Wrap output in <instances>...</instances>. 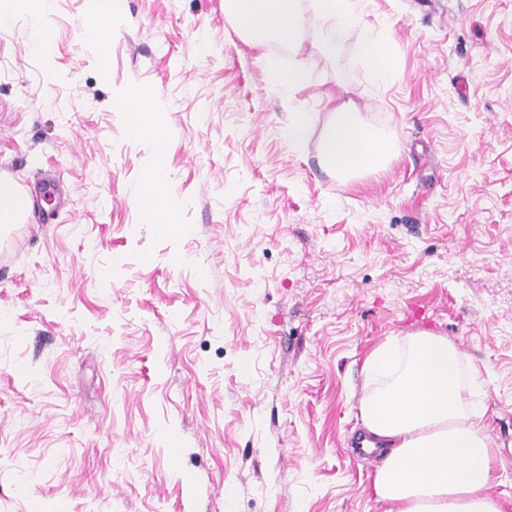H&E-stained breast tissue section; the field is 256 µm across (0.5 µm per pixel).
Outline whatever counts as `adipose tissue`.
Listing matches in <instances>:
<instances>
[{
	"mask_svg": "<svg viewBox=\"0 0 512 512\" xmlns=\"http://www.w3.org/2000/svg\"><path fill=\"white\" fill-rule=\"evenodd\" d=\"M225 8L259 48L271 84L295 89L307 83L302 35L308 30L324 57L335 56L353 33L374 79L395 72L386 45L367 32L350 0H225ZM269 41L288 47L297 63L282 69L264 51ZM395 152L394 142L363 123L352 102L333 110L320 143L323 163L342 178L382 169ZM137 202L146 223L164 232L178 224L163 170L143 178ZM366 385L359 415L385 453L373 489L387 512H502L488 493L494 453L478 422L486 408L475 380H462L458 350L447 337L422 331L383 343L366 361Z\"/></svg>",
	"mask_w": 512,
	"mask_h": 512,
	"instance_id": "obj_1",
	"label": "adipose tissue"
}]
</instances>
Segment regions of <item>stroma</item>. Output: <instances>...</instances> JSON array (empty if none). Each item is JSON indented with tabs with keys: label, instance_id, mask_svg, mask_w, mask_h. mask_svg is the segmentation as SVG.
Wrapping results in <instances>:
<instances>
[{
	"label": "stroma",
	"instance_id": "stroma-1",
	"mask_svg": "<svg viewBox=\"0 0 512 512\" xmlns=\"http://www.w3.org/2000/svg\"><path fill=\"white\" fill-rule=\"evenodd\" d=\"M354 2L394 76L352 35L288 92L224 0H123L104 65L96 0H16L0 183L30 204L0 224V512H386L346 440L367 355L418 331L457 347L512 450V0ZM125 93L158 134L130 135ZM334 99L396 139L385 169L319 166ZM156 166L169 233L137 206Z\"/></svg>",
	"mask_w": 512,
	"mask_h": 512
}]
</instances>
